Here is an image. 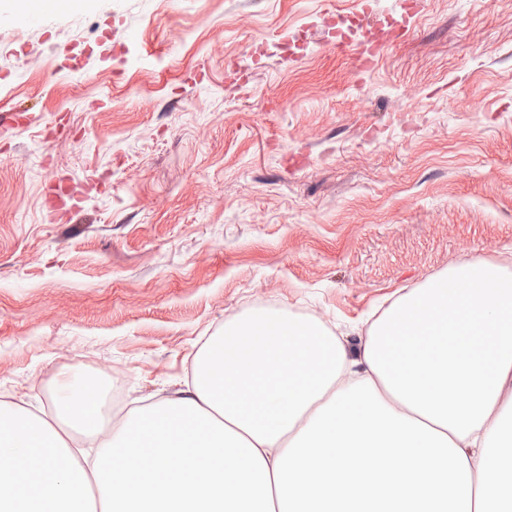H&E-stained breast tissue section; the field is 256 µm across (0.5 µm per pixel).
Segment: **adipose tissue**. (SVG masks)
Listing matches in <instances>:
<instances>
[{
    "label": "adipose tissue",
    "instance_id": "obj_1",
    "mask_svg": "<svg viewBox=\"0 0 512 512\" xmlns=\"http://www.w3.org/2000/svg\"><path fill=\"white\" fill-rule=\"evenodd\" d=\"M356 332L254 312L118 421L94 376L46 417L0 402V512H512L506 265L459 263Z\"/></svg>",
    "mask_w": 512,
    "mask_h": 512
}]
</instances>
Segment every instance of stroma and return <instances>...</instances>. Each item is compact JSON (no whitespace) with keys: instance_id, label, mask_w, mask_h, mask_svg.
<instances>
[{"instance_id":"1","label":"stroma","mask_w":512,"mask_h":512,"mask_svg":"<svg viewBox=\"0 0 512 512\" xmlns=\"http://www.w3.org/2000/svg\"><path fill=\"white\" fill-rule=\"evenodd\" d=\"M0 0V401L182 389L261 308L366 319L512 256V0ZM386 47L359 74L326 17ZM408 15L406 29L389 20Z\"/></svg>"}]
</instances>
